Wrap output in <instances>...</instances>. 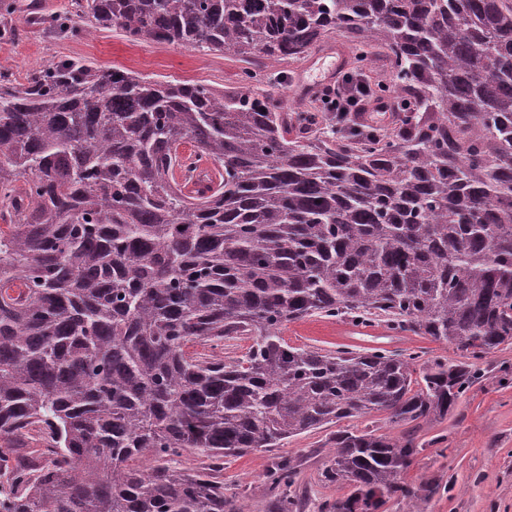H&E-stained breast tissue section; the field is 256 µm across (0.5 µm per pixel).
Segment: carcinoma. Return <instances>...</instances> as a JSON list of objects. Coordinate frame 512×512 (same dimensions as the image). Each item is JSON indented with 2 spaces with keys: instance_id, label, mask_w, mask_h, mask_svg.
I'll return each instance as SVG.
<instances>
[{
  "instance_id": "cac0c4a2",
  "label": "carcinoma",
  "mask_w": 512,
  "mask_h": 512,
  "mask_svg": "<svg viewBox=\"0 0 512 512\" xmlns=\"http://www.w3.org/2000/svg\"><path fill=\"white\" fill-rule=\"evenodd\" d=\"M24 23L230 52L215 89L63 58L0 75V512H239L224 459L344 419L446 418L512 341V0H75ZM412 108L366 135L288 111L263 61L331 33ZM221 167L192 194L182 147ZM383 319L460 359L289 345L310 316ZM248 352L224 359V339ZM201 346L205 352L194 347ZM320 512H378L414 434L331 437ZM193 451L202 468L177 463ZM298 457L264 476L277 512Z\"/></svg>"
}]
</instances>
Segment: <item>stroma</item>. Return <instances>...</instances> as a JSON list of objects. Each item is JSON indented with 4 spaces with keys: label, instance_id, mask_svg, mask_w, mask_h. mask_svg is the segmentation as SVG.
Returning a JSON list of instances; mask_svg holds the SVG:
<instances>
[{
    "label": "stroma",
    "instance_id": "1",
    "mask_svg": "<svg viewBox=\"0 0 512 512\" xmlns=\"http://www.w3.org/2000/svg\"><path fill=\"white\" fill-rule=\"evenodd\" d=\"M65 57L85 60L101 70L120 68L158 81H180L224 89L236 86L243 67L228 53L182 45L130 40L119 27L90 28L78 36L50 37L30 28L19 39L0 41V72L16 77ZM338 320L320 316L288 323L283 337L289 345L335 351L345 348ZM381 346L421 358L456 360L453 346L411 332L373 336L357 341L356 349ZM482 375L459 399L453 416L423 424L417 430L421 448L402 475L405 485L418 490L422 501L394 497L379 512H512V342L499 346L477 362ZM332 428L309 432L273 451H254L224 461V493L243 512H270L260 490L264 474L278 457L300 458L299 493L305 512L343 498L322 472L329 463Z\"/></svg>",
    "mask_w": 512,
    "mask_h": 512
}]
</instances>
